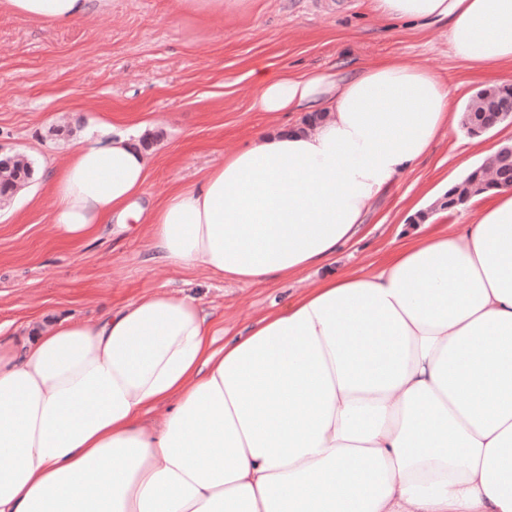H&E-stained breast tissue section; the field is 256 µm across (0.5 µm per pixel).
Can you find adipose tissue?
<instances>
[{
	"label": "adipose tissue",
	"mask_w": 512,
	"mask_h": 512,
	"mask_svg": "<svg viewBox=\"0 0 512 512\" xmlns=\"http://www.w3.org/2000/svg\"><path fill=\"white\" fill-rule=\"evenodd\" d=\"M105 3L0 10L61 28ZM368 7L447 24L471 66L512 64V0ZM252 75L269 124L151 208L157 262L245 284L324 266L461 131L445 78L394 57ZM150 164L104 129L46 170L62 241L125 223ZM484 197L475 220L331 272L221 345L196 298L161 292L0 340V512H512V187Z\"/></svg>",
	"instance_id": "1"
}]
</instances>
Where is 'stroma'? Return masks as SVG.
<instances>
[{
    "label": "stroma",
    "mask_w": 512,
    "mask_h": 512,
    "mask_svg": "<svg viewBox=\"0 0 512 512\" xmlns=\"http://www.w3.org/2000/svg\"><path fill=\"white\" fill-rule=\"evenodd\" d=\"M384 56L443 75L460 112L487 86L483 71L450 54L447 25L419 32L371 16L364 0H233L220 15L181 12L177 0H109L62 29L1 12L0 147L29 157L37 174L0 205V335L22 342L55 319L94 320L106 307L165 292L197 297L224 340L273 303L308 292L323 270L245 284L153 262L141 221L107 224L77 247L61 246L41 173L66 160L92 121L122 112L146 124L145 191L159 202L267 123L251 69L349 72ZM479 162L461 137L438 140L374 202L364 233L331 269H376L412 231L410 211L424 194Z\"/></svg>",
    "instance_id": "stroma-1"
}]
</instances>
